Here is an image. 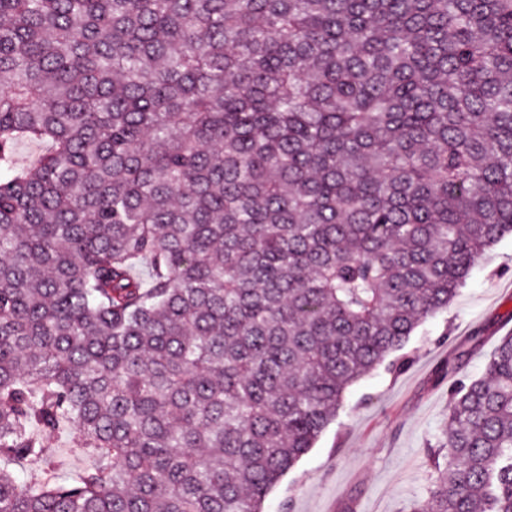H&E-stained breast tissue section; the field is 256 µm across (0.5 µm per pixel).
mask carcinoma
<instances>
[{
    "label": "carcinoma",
    "instance_id": "carcinoma-1",
    "mask_svg": "<svg viewBox=\"0 0 512 512\" xmlns=\"http://www.w3.org/2000/svg\"><path fill=\"white\" fill-rule=\"evenodd\" d=\"M509 233L512 0H0V512H261ZM449 395L402 512H512V336ZM47 448L55 463V475L63 479L91 465L89 457L72 448L71 438L67 433L48 438Z\"/></svg>",
    "mask_w": 512,
    "mask_h": 512
}]
</instances>
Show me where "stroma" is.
<instances>
[{
  "mask_svg": "<svg viewBox=\"0 0 512 512\" xmlns=\"http://www.w3.org/2000/svg\"><path fill=\"white\" fill-rule=\"evenodd\" d=\"M512 333V237L470 272L450 304L420 325L403 348L410 366L365 376L346 394L336 422L285 474L263 512H398L429 489L428 445L449 407L437 368L454 361L452 381L480 377Z\"/></svg>",
  "mask_w": 512,
  "mask_h": 512,
  "instance_id": "35a3bbf8",
  "label": "stroma"
}]
</instances>
